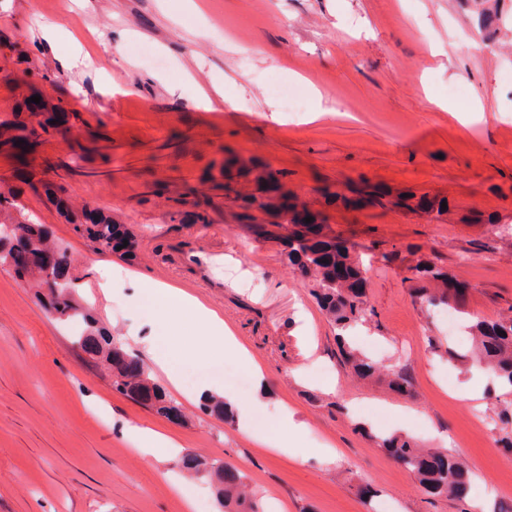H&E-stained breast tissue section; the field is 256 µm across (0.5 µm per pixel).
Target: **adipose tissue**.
Listing matches in <instances>:
<instances>
[{
	"mask_svg": "<svg viewBox=\"0 0 512 512\" xmlns=\"http://www.w3.org/2000/svg\"><path fill=\"white\" fill-rule=\"evenodd\" d=\"M135 285L153 297L161 308L163 320H170L173 312L176 311L190 315L197 325L198 346L221 345L237 357L246 358V349L237 342L223 319L195 297L180 289L161 284L146 275L137 276ZM275 410L280 419L281 433L277 437L268 439L267 444L270 448L288 455L293 460H301L308 456L324 462L336 459L337 449L325 445L310 449L298 447L297 441L304 431L303 425L295 421L293 412L287 406L279 404L276 405Z\"/></svg>",
	"mask_w": 512,
	"mask_h": 512,
	"instance_id": "adipose-tissue-1",
	"label": "adipose tissue"
}]
</instances>
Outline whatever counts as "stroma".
Returning a JSON list of instances; mask_svg holds the SVG:
<instances>
[{
    "label": "stroma",
    "mask_w": 512,
    "mask_h": 512,
    "mask_svg": "<svg viewBox=\"0 0 512 512\" xmlns=\"http://www.w3.org/2000/svg\"><path fill=\"white\" fill-rule=\"evenodd\" d=\"M47 21L60 29L50 43L41 38ZM484 37L473 0H0V132L29 119L16 107L30 90L13 79L25 69L43 73L37 88L46 111L69 113L72 124L44 135L27 158L1 149L0 186L19 189V204L67 248L77 299L101 328L136 354L139 337H156L158 357L144 364L161 387L170 371L220 387L223 368H248L220 346L181 356L195 324L179 319L172 336L156 326L149 295L127 287L103 297L107 264L215 310L264 369L263 381L238 397L248 405L265 396L268 419L247 436L239 422L204 415L179 392L177 421L117 393L73 344L69 326L0 266V512H188L200 498L205 512H219L210 484L175 468L182 450L239 469L259 512L512 510L503 391L481 378L471 338L450 330L441 307L415 303L407 279L410 260H430L465 284L449 301L459 318L512 314V86L501 81L512 73V10L504 9L494 45L473 52ZM132 42L152 47L164 66H146L128 52ZM76 43L100 56V73L65 68ZM281 76L299 83L305 109L288 111L271 93ZM459 83L470 89L467 111L440 109ZM201 85L221 88L238 108L223 100L198 107ZM319 101L328 111L311 119ZM78 137L87 147L80 160ZM231 155L283 171L289 189L308 199L319 186L343 188L362 176L395 194L447 197L439 222L392 206L327 211L333 235L370 248L374 313L361 327L362 349L405 366L414 397L353 377L334 324L280 245L225 222L224 191L205 174ZM23 173L128 225L136 258L98 252L21 184ZM191 189L212 199L209 225L177 204ZM490 213L492 226L483 222ZM470 380L482 383L476 406L454 397ZM281 400L308 427L302 447L330 444L341 451L336 461L296 462L257 442L276 433ZM132 426L177 446L142 454L130 442ZM395 432L464 460L473 474L468 497L424 495L375 445ZM363 484L377 490L373 503L358 494Z\"/></svg>",
    "instance_id": "obj_1"
}]
</instances>
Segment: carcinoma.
I'll return each mask as SVG.
<instances>
[{"label":"carcinoma","instance_id":"carcinoma-1","mask_svg":"<svg viewBox=\"0 0 512 512\" xmlns=\"http://www.w3.org/2000/svg\"><path fill=\"white\" fill-rule=\"evenodd\" d=\"M54 124L39 122L38 127L23 126V134L11 138L22 141L18 149L31 154L39 145L41 134ZM321 208L316 209L289 191L283 174L270 165L235 156L224 159V208L232 220L248 227L257 238L280 240L288 246L284 256L311 286V293L320 308L339 330L338 339L345 341L348 330L373 314L366 293L367 280L363 262L355 243L336 238L327 232L324 208L342 205L359 210L367 206L385 208L389 205L420 213L436 221L448 213L441 209L443 199L436 196H406L391 198L390 193L368 181L345 193L342 189L324 186L316 190ZM48 199L74 225L77 233L92 241L99 250H115L128 241L121 256H136L135 239L130 229L98 208L83 207L75 212L54 189H45ZM18 192L0 189V263L9 266L14 277L34 283L44 290V304L62 322L80 325L74 344L90 359H104L112 368V386L127 396L168 418L181 417L178 402L152 382L141 359L119 341L101 334L91 316L79 305L69 275L68 251L52 242L50 233L41 224L27 218L17 203ZM312 221H304L306 217ZM408 281L418 282L416 299L435 306L445 303L450 295H460L464 286L448 272L422 260L407 266ZM477 342L474 359L492 368L504 390L512 392V316L496 320H478L469 325ZM341 351L355 374L377 377L401 395L412 393L411 376L403 368L385 366L357 352L349 345ZM201 409L216 417L229 420L233 412L224 398L211 395L201 402ZM379 446L391 458L413 475L429 496L462 501L468 496L467 470L456 457L421 448L411 437L390 434L379 439ZM178 467L209 480L216 499L224 502L225 512H257L256 504L247 498L243 476L235 469L189 453L178 460Z\"/></svg>","mask_w":512,"mask_h":512}]
</instances>
